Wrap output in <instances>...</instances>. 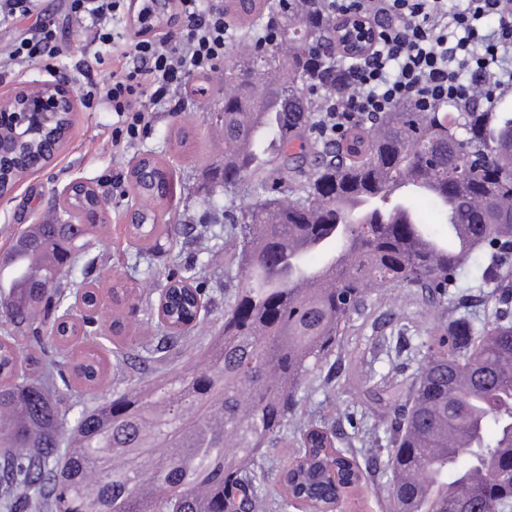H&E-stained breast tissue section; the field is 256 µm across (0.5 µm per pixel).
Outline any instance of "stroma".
<instances>
[{"mask_svg":"<svg viewBox=\"0 0 512 512\" xmlns=\"http://www.w3.org/2000/svg\"><path fill=\"white\" fill-rule=\"evenodd\" d=\"M69 6L70 0H35L27 15L0 24V45L19 41L30 27L46 25L56 31L60 46L55 56L23 63L1 78L0 97L36 76L66 78L78 97L73 127L55 160L47 168L24 176L11 199H0V256L9 252L28 225L52 221L55 203L71 181L81 179L100 188L108 199L107 220L87 255L67 263L61 283L70 285L90 264L99 275L97 284L103 297L125 288L122 304L105 308L100 316L105 349L118 347L141 356L143 346L164 333L157 305L168 275L182 273L190 265L205 271L203 286L211 300L205 325L194 329L188 341L178 343L163 362L152 364L151 376L159 377L185 367L209 345V329L219 323L240 281L231 253L224 250L227 224L221 213L231 194L220 184L205 181L201 174L204 167L224 158V141L209 118L210 113L222 111L224 88L216 71L189 78L173 92L179 111L153 113L150 127L125 140L120 150H113L112 138L121 121L111 106L86 94L89 82L111 80L112 55L104 53L102 62H95L84 34L67 21ZM85 62L90 65L86 71L81 68ZM200 84L210 88L203 102L194 94ZM145 156L169 163L174 182L172 196L159 209L168 233L160 238L157 248L146 253L129 235L125 220L128 208L136 201L130 172ZM434 320L435 314L428 311L420 289H369L364 309L352 315L332 355L341 368L336 382L328 387L321 386L315 377L307 382L314 402L337 419V447L359 445L349 413H365L368 426L379 429L393 413L389 404L373 401L364 384L368 373L384 374L399 363L380 345V337L394 330L420 336Z\"/></svg>","mask_w":512,"mask_h":512,"instance_id":"stroma-1","label":"stroma"}]
</instances>
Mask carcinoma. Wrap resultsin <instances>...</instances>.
I'll list each match as a JSON object with an SVG mask.
<instances>
[{
	"mask_svg": "<svg viewBox=\"0 0 512 512\" xmlns=\"http://www.w3.org/2000/svg\"><path fill=\"white\" fill-rule=\"evenodd\" d=\"M226 10L252 18L254 46L224 62V165L229 192L251 181L250 201L224 209L240 271L233 301L214 332V347L189 369L65 408L73 385L96 387L104 356L71 340L93 333L91 318L47 334L67 299L65 263L85 253L98 225L32 224L7 263L11 288L0 290V512H292L288 466L265 464L273 443L291 441L306 459L295 485L330 493L322 448L334 442L325 415L291 424L305 406L308 379L336 381L329 362L368 286L414 287L438 310L421 339L412 382L386 378L367 392L393 404L382 462L376 436H362L364 471L385 479L388 512H412L417 490L400 476L425 464L437 482L466 493L457 512L500 510L512 503V113L418 112L409 104L353 124L334 145L288 153L305 140L313 115L308 90L336 92V64L314 43L330 34L328 0H279L277 28L259 34L266 0H226ZM303 20L305 29L295 24ZM288 100L266 95L269 85ZM293 121L285 123L286 110ZM166 166L143 159L131 171L134 192L159 203L173 192ZM412 178L433 182L400 202L391 193ZM94 190L66 199L68 218L93 204ZM424 200L448 222L453 203L475 236L457 253L422 223ZM480 207H474V204ZM143 206L133 232L141 240L168 228ZM481 250L485 263L462 272ZM343 256L330 288L307 282L313 259ZM486 288L491 312L476 322L473 287ZM166 339L207 309L191 278L165 285ZM465 446L444 449L448 430ZM123 463L115 466L112 454ZM92 482L83 480L84 472Z\"/></svg>",
	"mask_w": 512,
	"mask_h": 512,
	"instance_id": "cac0c4a2",
	"label": "carcinoma"
}]
</instances>
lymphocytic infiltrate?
<instances>
[{
	"instance_id": "lymphocytic-infiltrate-1",
	"label": "lymphocytic infiltrate",
	"mask_w": 512,
	"mask_h": 512,
	"mask_svg": "<svg viewBox=\"0 0 512 512\" xmlns=\"http://www.w3.org/2000/svg\"><path fill=\"white\" fill-rule=\"evenodd\" d=\"M338 14L374 20L375 50L344 70V91L324 98L317 128L333 139L355 121L407 103L421 112L440 108L473 112L512 95V0H472L449 12L446 0H331ZM120 0H70L69 20L85 31L88 46L111 48L112 79L92 84L91 95L124 117L136 135L149 114L166 105L174 87L211 71L224 55L229 26L223 6L178 0L182 21L174 47L151 40L113 38L109 26ZM58 51L55 31L37 26L19 42L0 47V66L12 67Z\"/></svg>"
}]
</instances>
